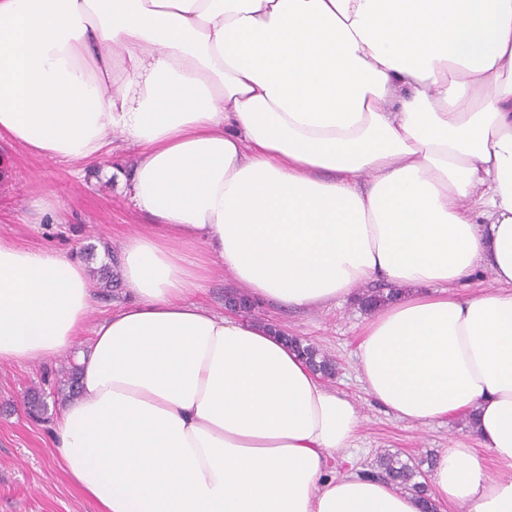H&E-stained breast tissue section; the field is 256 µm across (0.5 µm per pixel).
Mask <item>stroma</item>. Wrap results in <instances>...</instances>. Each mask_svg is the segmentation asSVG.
I'll list each match as a JSON object with an SVG mask.
<instances>
[{"instance_id":"obj_1","label":"stroma","mask_w":512,"mask_h":512,"mask_svg":"<svg viewBox=\"0 0 512 512\" xmlns=\"http://www.w3.org/2000/svg\"><path fill=\"white\" fill-rule=\"evenodd\" d=\"M132 147H119L104 164L77 168L73 163L29 153L0 138V163L9 179L0 182V236L30 248H54L98 269L97 253L119 242L126 230L147 218L124 191L104 175V167L131 170ZM48 203L53 217L39 216L37 203ZM253 321L269 320L305 339L332 358L337 370L330 387L355 404L362 420L355 466L378 470L380 455L390 454L421 473L448 447L473 445L467 417L458 415L426 424H409L376 403L357 370V335L369 313L345 303L324 309L284 310L275 304L252 306ZM65 353L44 363L0 366V512H96L95 505L66 477L50 446L49 431L64 404L57 394L58 372L71 366ZM46 399V417L32 416L25 404L29 389Z\"/></svg>"}]
</instances>
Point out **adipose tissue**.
I'll use <instances>...</instances> for the list:
<instances>
[{"label": "adipose tissue", "instance_id": "adipose-tissue-1", "mask_svg": "<svg viewBox=\"0 0 512 512\" xmlns=\"http://www.w3.org/2000/svg\"><path fill=\"white\" fill-rule=\"evenodd\" d=\"M119 185L124 303L53 248L0 237V364L74 353L51 429L98 512H420L356 472L361 422L273 323L204 306L214 267L257 305L377 280L357 370L398 420L461 413L439 512H512V0H0V137ZM488 272L491 288L449 286Z\"/></svg>", "mask_w": 512, "mask_h": 512}]
</instances>
